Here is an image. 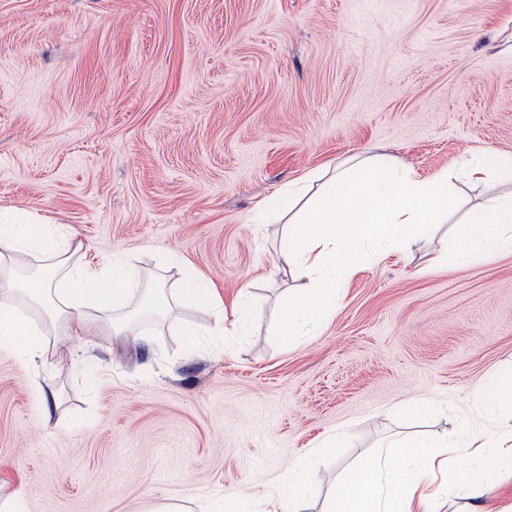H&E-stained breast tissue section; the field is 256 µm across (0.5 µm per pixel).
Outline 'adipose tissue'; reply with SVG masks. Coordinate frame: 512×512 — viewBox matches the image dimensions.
Instances as JSON below:
<instances>
[{"mask_svg":"<svg viewBox=\"0 0 512 512\" xmlns=\"http://www.w3.org/2000/svg\"><path fill=\"white\" fill-rule=\"evenodd\" d=\"M309 181L315 189L306 204H299L291 187L266 200L255 218L262 224L290 215L279 245L282 268L310 283L282 303L277 334L286 344L317 334L363 256L408 251L426 227L442 223L456 206L450 172L422 179L385 153L339 163L312 173ZM452 248L461 264L490 262L511 251L512 195L491 199L456 225ZM82 252L67 225L0 208V348L33 362L57 356L73 337L113 335L134 342L141 310L163 321L186 300L212 316V335L228 340L248 313L246 295L228 312L216 292L194 277H184L175 289L154 288L127 260L99 267L83 262ZM477 407L497 422L494 437L472 431L462 444L397 443L395 452L380 451L342 473L339 490L321 512H439L428 495L438 482L461 499L451 512H496L483 486L512 475V371L495 374L480 389ZM396 455L404 467L392 464ZM461 455L467 462L459 466ZM314 485L308 455L296 456L287 491L266 496L271 512H307Z\"/></svg>","mask_w":512,"mask_h":512,"instance_id":"ef3b65f1","label":"adipose tissue"}]
</instances>
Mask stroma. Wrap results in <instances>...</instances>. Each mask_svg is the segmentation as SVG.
<instances>
[{"instance_id": "stroma-1", "label": "stroma", "mask_w": 512, "mask_h": 512, "mask_svg": "<svg viewBox=\"0 0 512 512\" xmlns=\"http://www.w3.org/2000/svg\"><path fill=\"white\" fill-rule=\"evenodd\" d=\"M512 157V0H0V207L67 224L85 259L194 271L243 336L210 346L193 307L141 338L68 340L58 367L0 349V498L26 512L261 493L320 437L323 488L392 438L462 427L512 370V252L462 265L440 225L364 260L330 322L284 347L283 224L251 218L293 181L387 153L421 177ZM196 324L199 344L179 334ZM61 399L46 419L30 379ZM431 399L433 411L400 414Z\"/></svg>"}]
</instances>
